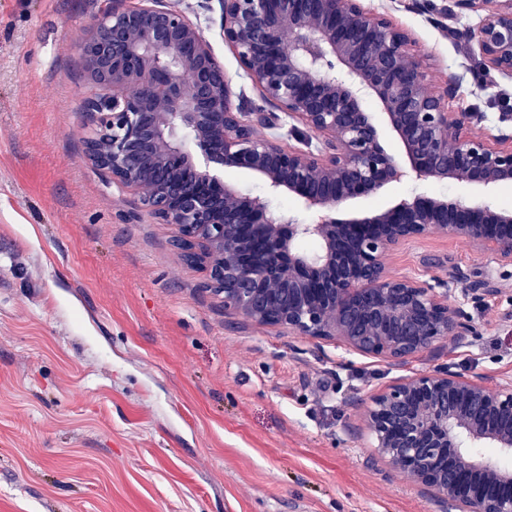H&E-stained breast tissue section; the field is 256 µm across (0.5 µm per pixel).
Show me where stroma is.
<instances>
[{"instance_id": "stroma-1", "label": "stroma", "mask_w": 512, "mask_h": 512, "mask_svg": "<svg viewBox=\"0 0 512 512\" xmlns=\"http://www.w3.org/2000/svg\"><path fill=\"white\" fill-rule=\"evenodd\" d=\"M412 34L452 112L496 134L512 77L484 75L464 34L414 0H363ZM112 0H0V512H444L391 474L358 401L450 365L512 377V266L454 236L385 258L389 273L487 281L477 336L400 367L226 312L171 244L174 228L92 167L77 46ZM197 21L235 89L259 93Z\"/></svg>"}]
</instances>
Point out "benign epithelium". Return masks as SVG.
I'll return each mask as SVG.
<instances>
[{"label":"benign epithelium","instance_id":"1","mask_svg":"<svg viewBox=\"0 0 512 512\" xmlns=\"http://www.w3.org/2000/svg\"><path fill=\"white\" fill-rule=\"evenodd\" d=\"M220 12V36L259 91H234L182 0H112L79 47L93 83L83 112L95 127L91 164L135 192L141 208L177 227L172 245L205 272L224 310L296 336L400 366L436 346L478 335L458 289L386 271L396 247L454 235L512 264V209L494 204L512 183V109L498 134L483 112H450L457 78L440 90L410 34L361 0H204ZM436 15L479 14L466 37L482 71L512 77V0H451ZM372 100L400 151L383 143ZM303 147H283L256 127ZM258 177L265 194L224 181ZM453 181L477 188L469 206L425 192L365 213L337 216L347 202L393 183ZM289 195L311 221L274 210ZM314 240L305 253L299 243ZM376 455L398 477L456 512H512V379L464 378L449 365L398 377L361 403ZM493 448L496 455L477 452Z\"/></svg>","mask_w":512,"mask_h":512}]
</instances>
